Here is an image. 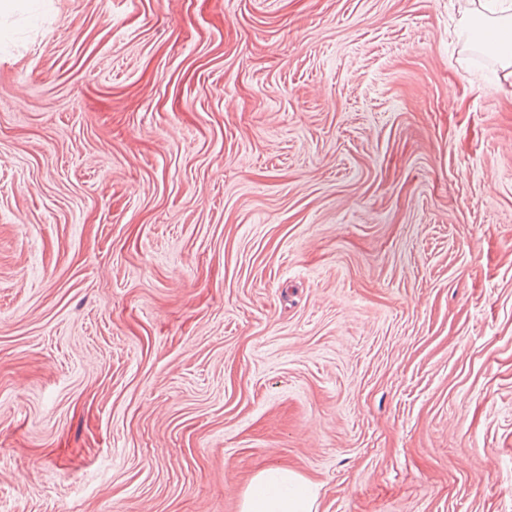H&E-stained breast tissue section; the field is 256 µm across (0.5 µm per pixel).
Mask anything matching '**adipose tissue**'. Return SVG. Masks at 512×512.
Returning <instances> with one entry per match:
<instances>
[{
  "mask_svg": "<svg viewBox=\"0 0 512 512\" xmlns=\"http://www.w3.org/2000/svg\"><path fill=\"white\" fill-rule=\"evenodd\" d=\"M316 496L298 474L267 467L257 473L249 486L243 512H316Z\"/></svg>",
  "mask_w": 512,
  "mask_h": 512,
  "instance_id": "adipose-tissue-1",
  "label": "adipose tissue"
}]
</instances>
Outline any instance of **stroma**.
I'll return each instance as SVG.
<instances>
[{
    "instance_id": "1",
    "label": "stroma",
    "mask_w": 512,
    "mask_h": 512,
    "mask_svg": "<svg viewBox=\"0 0 512 512\" xmlns=\"http://www.w3.org/2000/svg\"><path fill=\"white\" fill-rule=\"evenodd\" d=\"M457 0L0 16V512H512V72ZM316 495L298 474L282 467H267L249 486L242 512H315Z\"/></svg>"
}]
</instances>
